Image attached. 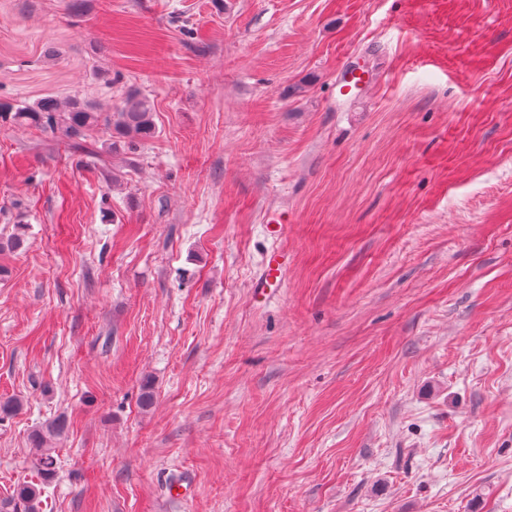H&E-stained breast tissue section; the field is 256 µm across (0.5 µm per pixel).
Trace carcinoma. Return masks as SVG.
Segmentation results:
<instances>
[{
  "label": "carcinoma",
  "mask_w": 512,
  "mask_h": 512,
  "mask_svg": "<svg viewBox=\"0 0 512 512\" xmlns=\"http://www.w3.org/2000/svg\"><path fill=\"white\" fill-rule=\"evenodd\" d=\"M0 122L14 126H33L51 134L61 142L78 143L87 132L102 126L127 142L147 139L155 134L153 104L135 90L127 92L123 105L115 112H103L76 97L64 102L54 97H43L32 103L0 101ZM66 427L63 419H56L32 435L37 450V468L42 483L50 482L56 469L51 448L52 438ZM41 488L35 484L17 486L12 496L15 512H39Z\"/></svg>",
  "instance_id": "cac0c4a2"
}]
</instances>
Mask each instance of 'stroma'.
Segmentation results:
<instances>
[{
  "instance_id": "1",
  "label": "stroma",
  "mask_w": 512,
  "mask_h": 512,
  "mask_svg": "<svg viewBox=\"0 0 512 512\" xmlns=\"http://www.w3.org/2000/svg\"><path fill=\"white\" fill-rule=\"evenodd\" d=\"M66 2L0 0V99L156 133L0 123V502L60 417L40 512H512V0ZM0 122L33 126L50 133L57 141L77 144L87 132L103 126L109 133L107 148L112 150V130L126 142L147 139L155 134L153 104L138 91L127 92L117 112H103L77 97L61 102L43 97L32 103L0 101ZM288 266V255L279 248L272 249L264 260L263 270L259 278L252 285L253 298L265 295L272 291V286L279 287L284 279ZM64 419H56L45 427L36 430L32 435V443L37 450V468L39 470L42 484L50 482L56 472V459L53 456L54 449L49 442L52 438L59 436L65 429Z\"/></svg>"
}]
</instances>
